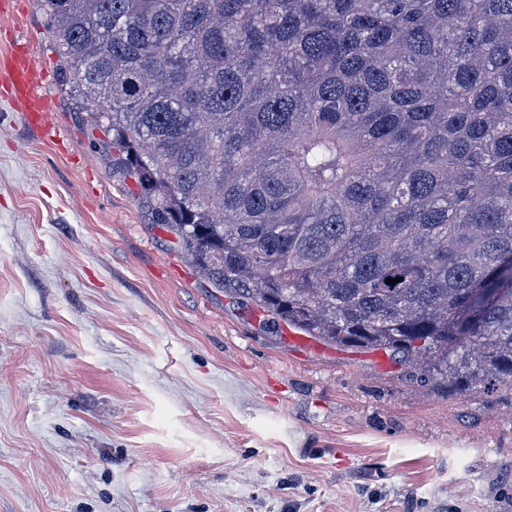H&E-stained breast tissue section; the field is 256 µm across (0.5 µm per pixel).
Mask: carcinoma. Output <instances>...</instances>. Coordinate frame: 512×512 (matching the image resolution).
I'll use <instances>...</instances> for the list:
<instances>
[{
    "label": "carcinoma",
    "instance_id": "cac0c4a2",
    "mask_svg": "<svg viewBox=\"0 0 512 512\" xmlns=\"http://www.w3.org/2000/svg\"><path fill=\"white\" fill-rule=\"evenodd\" d=\"M37 3L213 287L450 392L512 384V0Z\"/></svg>",
    "mask_w": 512,
    "mask_h": 512
}]
</instances>
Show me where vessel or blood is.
Instances as JSON below:
<instances>
[{
    "label": "vessel or blood",
    "mask_w": 512,
    "mask_h": 512,
    "mask_svg": "<svg viewBox=\"0 0 512 512\" xmlns=\"http://www.w3.org/2000/svg\"><path fill=\"white\" fill-rule=\"evenodd\" d=\"M44 77V72L30 55L12 59L0 69V85L11 91L12 103L26 112L31 125L41 135L49 136L55 128L49 117L48 104L36 94Z\"/></svg>",
    "instance_id": "b4317fda"
}]
</instances>
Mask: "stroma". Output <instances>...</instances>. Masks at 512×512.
<instances>
[{"mask_svg": "<svg viewBox=\"0 0 512 512\" xmlns=\"http://www.w3.org/2000/svg\"><path fill=\"white\" fill-rule=\"evenodd\" d=\"M63 141L0 98V512H512V386L303 336L211 287L60 77Z\"/></svg>", "mask_w": 512, "mask_h": 512, "instance_id": "35a3bbf8", "label": "stroma"}]
</instances>
